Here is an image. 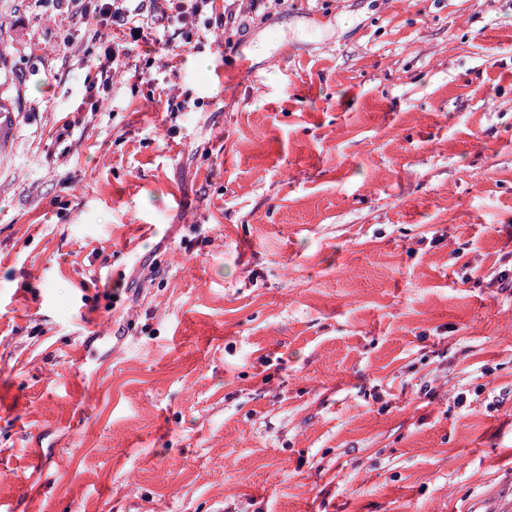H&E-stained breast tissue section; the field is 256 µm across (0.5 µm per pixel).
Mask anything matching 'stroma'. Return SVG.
Listing matches in <instances>:
<instances>
[{
  "label": "stroma",
  "mask_w": 512,
  "mask_h": 512,
  "mask_svg": "<svg viewBox=\"0 0 512 512\" xmlns=\"http://www.w3.org/2000/svg\"><path fill=\"white\" fill-rule=\"evenodd\" d=\"M224 29L149 85L0 0V503L512 512V0Z\"/></svg>",
  "instance_id": "35a3bbf8"
}]
</instances>
